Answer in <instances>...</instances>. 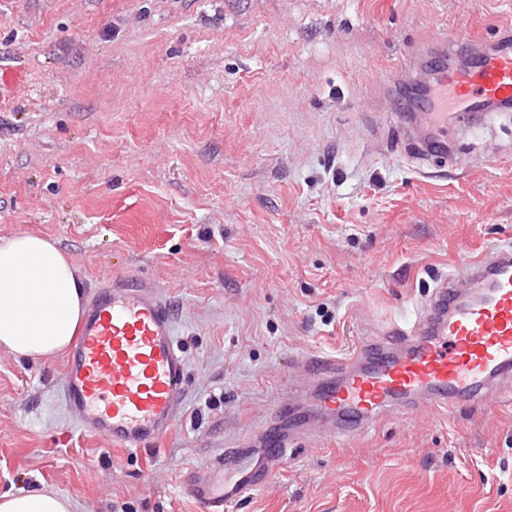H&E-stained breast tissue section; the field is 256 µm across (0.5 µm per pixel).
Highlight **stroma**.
I'll return each mask as SVG.
<instances>
[{"label": "stroma", "mask_w": 512, "mask_h": 512, "mask_svg": "<svg viewBox=\"0 0 512 512\" xmlns=\"http://www.w3.org/2000/svg\"><path fill=\"white\" fill-rule=\"evenodd\" d=\"M512 30V0H0V239L67 255L84 295L162 288L187 359L156 447L81 434L64 359L0 352V492L74 512H202L227 444L286 436L288 386L411 325L437 279L512 248V112L425 165L399 115ZM453 56L433 53L441 40ZM229 512H512V403L320 425ZM67 497L43 489L0 492V512H72Z\"/></svg>", "instance_id": "35a3bbf8"}]
</instances>
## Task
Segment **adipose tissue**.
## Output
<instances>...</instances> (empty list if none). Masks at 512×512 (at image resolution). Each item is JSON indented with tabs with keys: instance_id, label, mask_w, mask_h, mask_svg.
I'll list each match as a JSON object with an SVG mask.
<instances>
[{
	"instance_id": "1",
	"label": "adipose tissue",
	"mask_w": 512,
	"mask_h": 512,
	"mask_svg": "<svg viewBox=\"0 0 512 512\" xmlns=\"http://www.w3.org/2000/svg\"><path fill=\"white\" fill-rule=\"evenodd\" d=\"M74 268L59 248L34 234L0 242V350L34 362L64 353L82 313ZM47 489L0 492V512H72Z\"/></svg>"
}]
</instances>
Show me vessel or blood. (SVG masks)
Wrapping results in <instances>:
<instances>
[{
    "mask_svg": "<svg viewBox=\"0 0 512 512\" xmlns=\"http://www.w3.org/2000/svg\"><path fill=\"white\" fill-rule=\"evenodd\" d=\"M469 49L470 65L442 72L429 91L428 137L407 141L417 158L436 152L456 161L449 109L464 122L512 106V39L490 46L478 40ZM461 278L474 286L472 298H461L454 277L440 280L413 326L371 338L315 377L307 394L337 435L423 405L479 407L490 396H512V249L484 251ZM57 392L79 430L112 447L137 451L169 435L185 394V358L164 292L125 280L101 288L84 310ZM287 446L277 440L261 467L229 472L226 460H241L248 448L235 442L206 463L205 477L190 492L204 512H228L285 464Z\"/></svg>",
    "mask_w": 512,
    "mask_h": 512,
    "instance_id": "vessel-or-blood-1",
    "label": "vessel or blood"
}]
</instances>
